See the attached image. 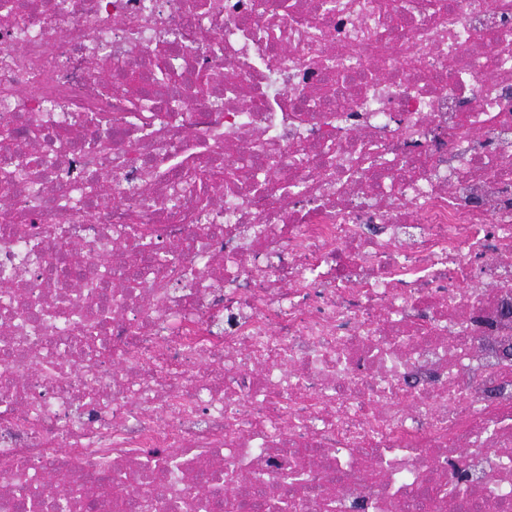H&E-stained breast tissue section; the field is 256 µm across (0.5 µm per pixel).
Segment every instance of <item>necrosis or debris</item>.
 Here are the masks:
<instances>
[{"label": "necrosis or debris", "instance_id": "obj_1", "mask_svg": "<svg viewBox=\"0 0 512 512\" xmlns=\"http://www.w3.org/2000/svg\"><path fill=\"white\" fill-rule=\"evenodd\" d=\"M508 86L512 0H0V512H512Z\"/></svg>", "mask_w": 512, "mask_h": 512}]
</instances>
